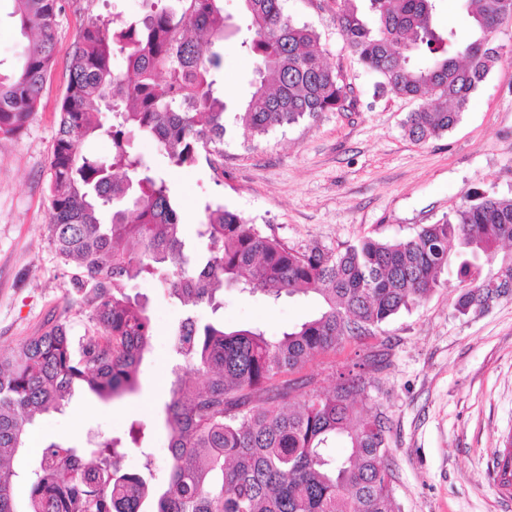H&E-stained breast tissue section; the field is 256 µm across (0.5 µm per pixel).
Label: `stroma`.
<instances>
[{"instance_id":"1","label":"stroma","mask_w":512,"mask_h":512,"mask_svg":"<svg viewBox=\"0 0 512 512\" xmlns=\"http://www.w3.org/2000/svg\"><path fill=\"white\" fill-rule=\"evenodd\" d=\"M284 12L320 36L326 62L350 88L343 112L275 129L263 136L228 124L224 172L201 163L166 169L185 235L197 253L208 251L195 229L206 205L237 211L288 246L344 249L363 237L413 236L453 208L481 197H512V23L493 43L501 59L473 93L455 127L424 143L408 138L403 123L419 101L380 90L359 63L336 22V0H284ZM0 0V71L9 72L27 39ZM143 0H66L58 18L55 64L39 106L17 136H0V349L35 335L53 315L84 333L69 279L49 239L50 161L66 63L81 27L97 16H143ZM230 18L216 92L228 108L249 96L254 60L242 48L247 20L240 0H224ZM147 296L153 320L152 349L140 367V390L114 402L76 396L64 413L37 420L26 448L13 462L24 478L14 484L19 508L29 502L27 475L42 449L56 441L87 446L141 421V448L152 454L156 480L168 471L169 432L163 420L172 358L169 336L182 310L156 279L134 283ZM456 277L426 301L384 324L376 336L318 356L303 371L331 387L356 353L382 354L381 370H368L366 405L390 419L389 463L400 512H512V493L501 489L496 451L512 434V296L480 315H459ZM318 308L310 297L273 301L228 288L219 315L228 327L260 326L277 337ZM141 448L124 460L144 469Z\"/></svg>"}]
</instances>
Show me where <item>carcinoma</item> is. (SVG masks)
Masks as SVG:
<instances>
[{"mask_svg":"<svg viewBox=\"0 0 512 512\" xmlns=\"http://www.w3.org/2000/svg\"><path fill=\"white\" fill-rule=\"evenodd\" d=\"M29 43L20 65L0 72V134L20 133L36 111L56 50L63 0H13ZM253 36V90L234 112L254 135L323 112L346 110L348 88L328 67L319 36L284 13L282 0H241ZM375 27L356 0H340L336 21L378 87L423 99L408 137L424 143L459 120L500 61L492 40L512 20L502 0H462L474 37L434 24L439 0H369ZM227 29L224 0H148L131 22L95 19L79 32L50 162L49 231L84 335L53 317L16 349L0 353V512L15 508L9 464L26 447L35 417L61 412L84 389L109 402L136 393L153 333L147 301L130 293L160 279L184 308L171 332L173 364L164 403L170 462L162 485L122 471L129 439L89 447L51 442L32 478L27 512H395L389 419L359 407L360 372L333 390L294 379L316 357L375 336L402 311L445 286L463 284L466 316L512 294V198L466 203L410 238L364 237L342 251L296 250L236 211L205 206L198 256L187 243L166 179L132 150L155 141L169 167L224 157L226 104L216 92L223 57L211 46ZM121 55L126 70L114 72ZM112 143L108 158L86 155L90 138ZM276 301L303 294L318 302L308 320L270 338L258 327H224L223 287ZM208 309L202 322L197 313ZM347 454L336 456V441Z\"/></svg>","mask_w":512,"mask_h":512,"instance_id":"1","label":"carcinoma"}]
</instances>
